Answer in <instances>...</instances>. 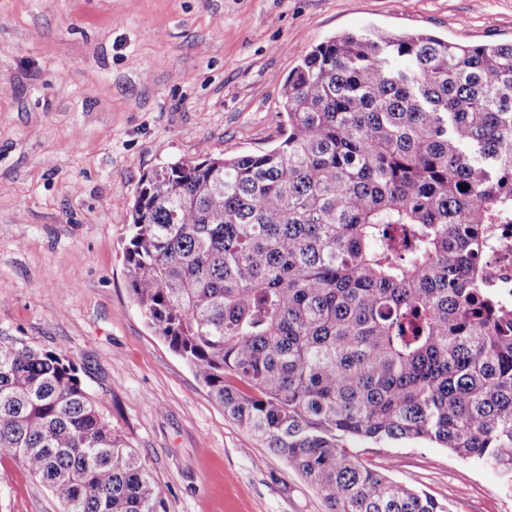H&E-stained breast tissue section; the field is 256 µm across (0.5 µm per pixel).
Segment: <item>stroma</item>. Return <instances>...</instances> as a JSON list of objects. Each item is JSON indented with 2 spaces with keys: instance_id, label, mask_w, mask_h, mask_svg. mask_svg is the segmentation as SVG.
<instances>
[{
  "instance_id": "35a3bbf8",
  "label": "stroma",
  "mask_w": 512,
  "mask_h": 512,
  "mask_svg": "<svg viewBox=\"0 0 512 512\" xmlns=\"http://www.w3.org/2000/svg\"><path fill=\"white\" fill-rule=\"evenodd\" d=\"M512 41V0H0V336L60 350L135 448L163 512H325L238 424L132 300L123 249L164 162L283 138L281 82L341 32ZM449 512H512L496 469L429 441L356 440ZM0 512H61L0 460Z\"/></svg>"
}]
</instances>
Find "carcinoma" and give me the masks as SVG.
Masks as SVG:
<instances>
[{
	"label": "carcinoma",
	"mask_w": 512,
	"mask_h": 512,
	"mask_svg": "<svg viewBox=\"0 0 512 512\" xmlns=\"http://www.w3.org/2000/svg\"><path fill=\"white\" fill-rule=\"evenodd\" d=\"M286 133L166 162L131 206L134 301L224 412L328 512H446L343 441L435 442L512 476V42L346 32L282 83ZM466 190H460V186ZM62 512H159L63 353L0 340V459ZM488 283L503 294L512 296V225L503 224L497 247L486 263Z\"/></svg>",
	"instance_id": "obj_1"
}]
</instances>
